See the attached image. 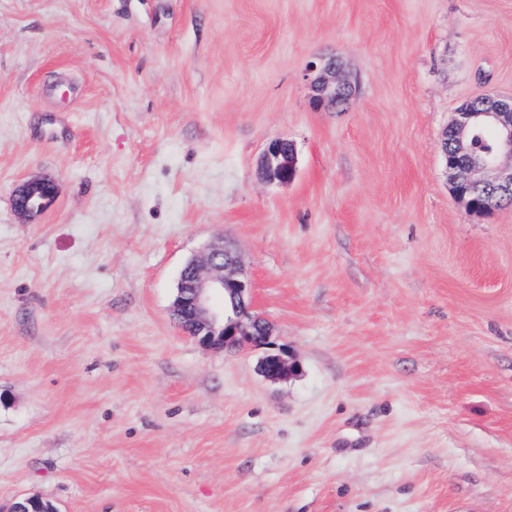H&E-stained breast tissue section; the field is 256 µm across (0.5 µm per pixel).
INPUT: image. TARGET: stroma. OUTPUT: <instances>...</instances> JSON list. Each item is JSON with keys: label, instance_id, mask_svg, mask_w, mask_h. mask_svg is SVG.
I'll return each instance as SVG.
<instances>
[{"label": "stroma", "instance_id": "stroma-1", "mask_svg": "<svg viewBox=\"0 0 512 512\" xmlns=\"http://www.w3.org/2000/svg\"><path fill=\"white\" fill-rule=\"evenodd\" d=\"M485 93L512 0H0V507L512 512V203L440 151ZM216 241L297 375L179 327ZM338 69L335 58L323 59L319 64L313 62L309 67V71L317 72L312 81L314 100L343 110L353 96V88L348 81L337 76ZM262 167L266 176L280 183H288L296 176V150L285 139L270 140L263 152ZM54 186L45 179H33L21 184L14 194V207L20 215L43 211L54 194Z\"/></svg>", "mask_w": 512, "mask_h": 512}]
</instances>
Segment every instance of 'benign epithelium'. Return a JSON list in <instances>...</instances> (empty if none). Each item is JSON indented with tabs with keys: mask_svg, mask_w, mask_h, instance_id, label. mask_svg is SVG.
I'll return each mask as SVG.
<instances>
[{
	"mask_svg": "<svg viewBox=\"0 0 512 512\" xmlns=\"http://www.w3.org/2000/svg\"><path fill=\"white\" fill-rule=\"evenodd\" d=\"M338 69L334 58L309 67L316 72L312 81L314 100L342 110L349 104L353 88L337 76ZM478 128L494 132V152L474 151L472 135ZM442 142L447 144L442 154L453 192L468 208H473L477 196L512 200V95L490 94L480 104L471 100L461 106L444 131ZM262 167L271 180L292 181L297 172L294 145L285 139L270 140L263 152ZM53 194V184L45 179L26 181L15 191V210L21 215L41 212ZM251 290L237 257L224 245L213 244L202 257L190 260L182 268L172 310L188 335L213 350L268 346L267 323L251 314ZM295 369L283 349L267 353L259 362V372L272 382L288 378ZM38 500L37 496L20 498L7 512H56L53 508H36Z\"/></svg>",
	"mask_w": 512,
	"mask_h": 512,
	"instance_id": "benign-epithelium-1",
	"label": "benign epithelium"
}]
</instances>
